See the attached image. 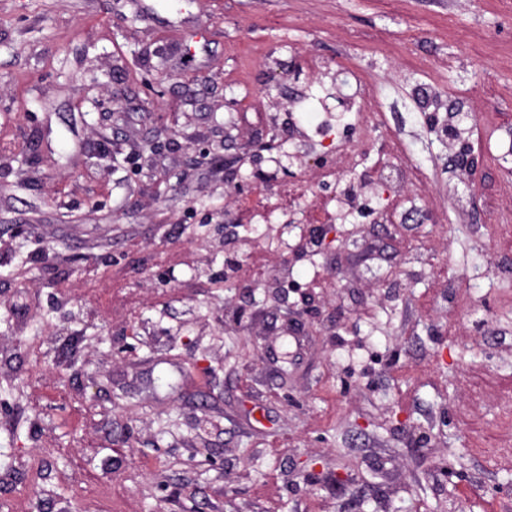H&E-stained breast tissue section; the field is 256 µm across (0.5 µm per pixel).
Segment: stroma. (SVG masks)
Returning a JSON list of instances; mask_svg holds the SVG:
<instances>
[{"instance_id":"35a3bbf8","label":"stroma","mask_w":512,"mask_h":512,"mask_svg":"<svg viewBox=\"0 0 512 512\" xmlns=\"http://www.w3.org/2000/svg\"><path fill=\"white\" fill-rule=\"evenodd\" d=\"M360 82L344 180L377 183L394 135L420 182L284 245L231 225L225 158L251 179L299 88ZM507 189L512 0H0V512H512V463L471 448L512 393ZM228 250L328 286L225 290Z\"/></svg>"}]
</instances>
